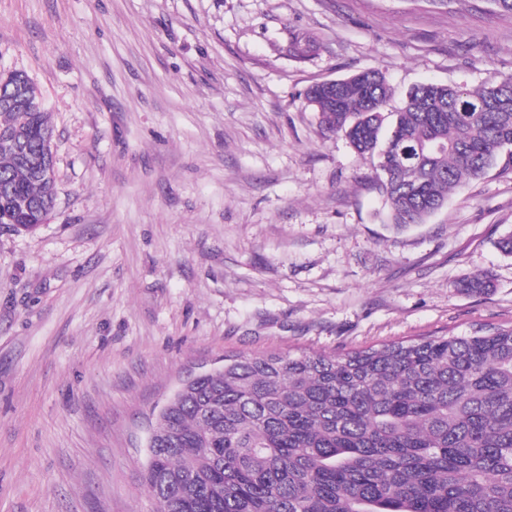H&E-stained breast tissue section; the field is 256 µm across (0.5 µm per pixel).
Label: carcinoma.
<instances>
[{
    "label": "carcinoma",
    "mask_w": 512,
    "mask_h": 512,
    "mask_svg": "<svg viewBox=\"0 0 512 512\" xmlns=\"http://www.w3.org/2000/svg\"><path fill=\"white\" fill-rule=\"evenodd\" d=\"M318 47L306 33L289 52ZM306 100L370 162L397 227L512 168V76L478 90L419 84L386 112L385 76L368 69L318 82ZM0 131L24 147L0 145V224L34 233L56 198V178L35 172L54 158L53 126L15 72L0 74ZM143 480L157 512H512V326L339 356L228 357L158 414Z\"/></svg>",
    "instance_id": "carcinoma-1"
}]
</instances>
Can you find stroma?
Masks as SVG:
<instances>
[{"label":"stroma","mask_w":512,"mask_h":512,"mask_svg":"<svg viewBox=\"0 0 512 512\" xmlns=\"http://www.w3.org/2000/svg\"><path fill=\"white\" fill-rule=\"evenodd\" d=\"M315 33L299 60L292 35ZM383 72L390 108L512 76L486 0H0V71L53 115L57 199L0 226V512H156V417L228 356L342 354L512 324V173L386 221L312 84ZM489 275L486 295L457 283Z\"/></svg>","instance_id":"35a3bbf8"}]
</instances>
